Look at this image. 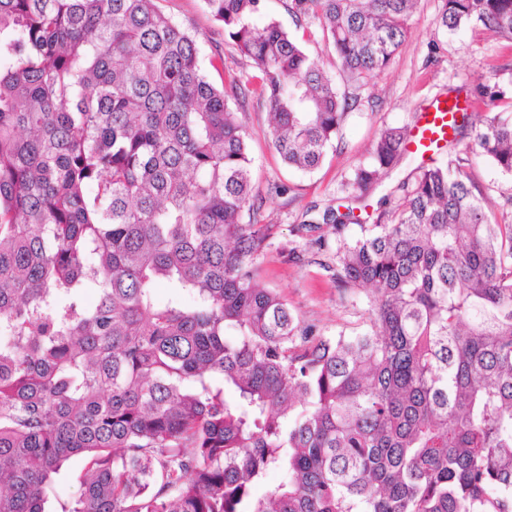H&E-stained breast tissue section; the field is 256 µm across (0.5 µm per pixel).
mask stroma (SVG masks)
<instances>
[{
	"label": "stroma",
	"mask_w": 512,
	"mask_h": 512,
	"mask_svg": "<svg viewBox=\"0 0 512 512\" xmlns=\"http://www.w3.org/2000/svg\"><path fill=\"white\" fill-rule=\"evenodd\" d=\"M159 7L195 33L203 59L223 56L224 69L243 81L255 73L251 62L231 47L223 26L208 13L203 0H158ZM443 0H420L410 20L407 41L389 68L356 89L358 106L345 118L322 165L304 173L284 164L275 151L265 102L251 95L240 100L238 116L253 158V183L263 199L260 218L279 227V236L262 263L261 283L276 289L294 316L326 336L351 334L369 325L372 293L344 288L336 281V234L331 225L307 231L301 224L310 208L324 210L342 203L354 171L370 161V148L381 129L414 126L437 97L473 99L478 83L494 77L504 96L503 113L512 112V41L479 24L450 32L438 24ZM270 13L288 31L304 35L305 48L320 64L331 49L317 20L295 19L284 0H269ZM421 156L408 154L389 171L358 211L362 223H376L378 201L397 202L402 182L413 181ZM466 170L484 195L486 208L498 220L512 222V173L483 159H471Z\"/></svg>",
	"instance_id": "1"
}]
</instances>
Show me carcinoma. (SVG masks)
Segmentation results:
<instances>
[{"label":"carcinoma","instance_id":"carcinoma-1","mask_svg":"<svg viewBox=\"0 0 512 512\" xmlns=\"http://www.w3.org/2000/svg\"><path fill=\"white\" fill-rule=\"evenodd\" d=\"M155 2L0 0V512H45L73 458L61 512H512V224L460 157L418 167L387 224L329 207L336 278L371 288L370 324L301 326L259 282L278 225L258 219L233 105L263 99L282 161L313 171L358 99L256 22L267 0H205L252 88L216 86ZM418 2L288 11L318 20L330 65L361 85ZM439 23L511 38L512 0H444ZM467 131L463 151L512 173V116L463 114L448 149ZM407 145L381 130L350 201ZM83 468V461L71 460L54 479L53 489L50 492L45 507L50 512L61 510V503L72 501L79 493V475Z\"/></svg>","mask_w":512,"mask_h":512}]
</instances>
